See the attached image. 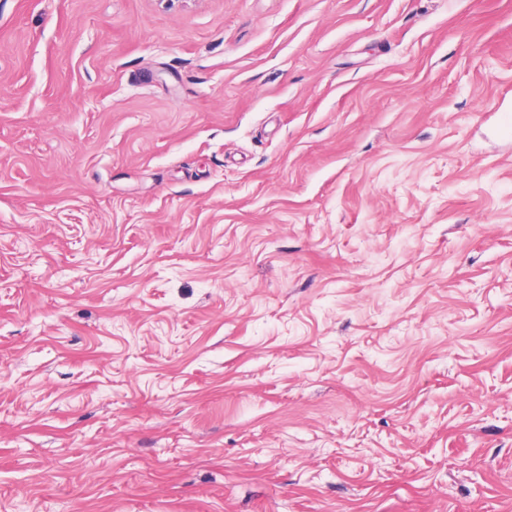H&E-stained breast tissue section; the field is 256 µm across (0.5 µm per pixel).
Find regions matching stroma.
Wrapping results in <instances>:
<instances>
[{
	"mask_svg": "<svg viewBox=\"0 0 512 512\" xmlns=\"http://www.w3.org/2000/svg\"><path fill=\"white\" fill-rule=\"evenodd\" d=\"M512 0H0V512H512Z\"/></svg>",
	"mask_w": 512,
	"mask_h": 512,
	"instance_id": "obj_1",
	"label": "stroma"
}]
</instances>
